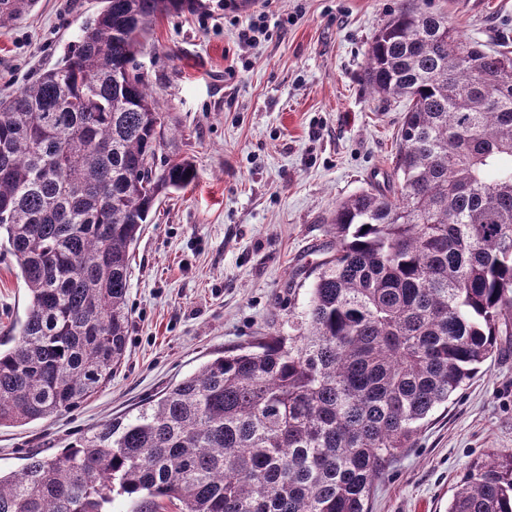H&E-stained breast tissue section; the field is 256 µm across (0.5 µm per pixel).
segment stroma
<instances>
[{
    "instance_id": "1",
    "label": "stroma",
    "mask_w": 512,
    "mask_h": 512,
    "mask_svg": "<svg viewBox=\"0 0 512 512\" xmlns=\"http://www.w3.org/2000/svg\"><path fill=\"white\" fill-rule=\"evenodd\" d=\"M402 0H275L286 26L243 48L260 10L217 0L159 18L136 63L169 112V140L196 178L163 198L131 257L126 353L111 382L59 417L0 427V470L74 444L91 428L195 372L213 355L287 330L306 307L308 267L333 240L337 203L393 179L402 99L370 97L368 47ZM464 36L512 46V0H412ZM99 0H33L0 29V99L61 59ZM27 291L0 250V340ZM512 451V337L387 466L370 512H448L468 465Z\"/></svg>"
}]
</instances>
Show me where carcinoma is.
I'll return each mask as SVG.
<instances>
[{
	"instance_id": "carcinoma-1",
	"label": "carcinoma",
	"mask_w": 512,
	"mask_h": 512,
	"mask_svg": "<svg viewBox=\"0 0 512 512\" xmlns=\"http://www.w3.org/2000/svg\"><path fill=\"white\" fill-rule=\"evenodd\" d=\"M54 67L0 100V247L28 291L0 343V426L98 394L126 350L130 255L192 161L135 64L198 0H101ZM28 7L0 0V28ZM403 98L396 183L336 205L291 333L241 345L56 453L0 471V512H370L389 461L512 336V55L401 4L364 72ZM448 512H512V452Z\"/></svg>"
}]
</instances>
